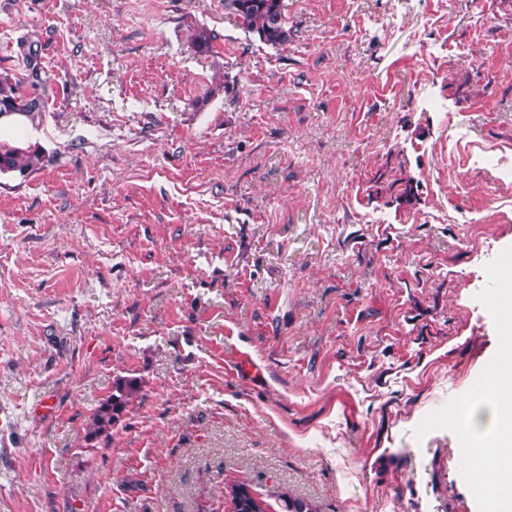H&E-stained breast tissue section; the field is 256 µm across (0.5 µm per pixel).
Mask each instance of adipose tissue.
Instances as JSON below:
<instances>
[{
    "instance_id": "1",
    "label": "adipose tissue",
    "mask_w": 512,
    "mask_h": 512,
    "mask_svg": "<svg viewBox=\"0 0 512 512\" xmlns=\"http://www.w3.org/2000/svg\"><path fill=\"white\" fill-rule=\"evenodd\" d=\"M464 446L479 455L467 478L482 512H512V332L504 333L492 373L460 404Z\"/></svg>"
}]
</instances>
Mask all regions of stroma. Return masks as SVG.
<instances>
[{"mask_svg": "<svg viewBox=\"0 0 512 512\" xmlns=\"http://www.w3.org/2000/svg\"><path fill=\"white\" fill-rule=\"evenodd\" d=\"M284 9L273 48L224 0H0L44 101L0 134L41 156L0 173V512H480L453 417L505 325L512 0ZM113 393L92 413L86 427L85 439L90 442L109 434L126 408L132 404L141 392V386L135 378H123L115 382Z\"/></svg>", "mask_w": 512, "mask_h": 512, "instance_id": "1", "label": "stroma"}]
</instances>
